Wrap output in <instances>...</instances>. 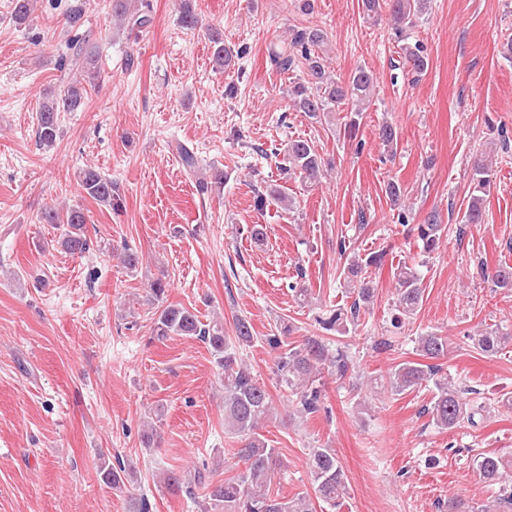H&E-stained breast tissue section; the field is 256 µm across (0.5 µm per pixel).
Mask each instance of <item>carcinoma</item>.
I'll return each instance as SVG.
<instances>
[{
  "label": "carcinoma",
  "instance_id": "cac0c4a2",
  "mask_svg": "<svg viewBox=\"0 0 512 512\" xmlns=\"http://www.w3.org/2000/svg\"><path fill=\"white\" fill-rule=\"evenodd\" d=\"M112 17L118 25L131 32L147 27L151 18L147 0H111ZM429 0H362L366 15L378 19L383 9L389 10L391 26L395 31L404 65L417 80L428 68V54L421 42L407 43L408 32L414 20L427 9ZM14 21L19 26H28L34 21V0H15ZM214 60L223 68L231 65L232 55L225 49L224 41L217 33L212 34ZM325 42V32L317 27H293L288 32V43L274 45L269 50V61L279 72L303 70V76L290 82L288 97L291 106L309 119L320 122L328 117L332 108L347 106L344 132L355 135L365 102L374 93L375 80L372 71L363 67L352 72L345 81H336L327 74V60L320 53ZM84 75L71 82L58 95L44 96L38 110L37 137L42 147L50 148L58 136L57 117L60 112H73L84 105L86 86L83 80L94 82L98 77L95 56L83 53ZM381 145L393 152L398 145L397 128L385 121L378 129ZM288 161L300 177L311 183L319 182L324 160L307 139H294L288 143ZM488 170L482 160L473 164V173L467 208L461 218L463 224L483 223L484 197L490 192ZM81 188L96 202L113 211L122 209V195L112 179L102 175L93 167L81 172ZM280 209L290 211L293 201L275 191L254 195V206L262 211L269 202ZM41 219L61 230L59 245L72 255H83L89 250L91 238L88 215L79 205L65 210L49 207L41 213ZM414 231L422 243V252L430 254L438 249L443 228L438 215L430 213L425 223L415 225ZM382 255L369 253L351 260L347 267L346 280L351 284L350 305L330 311L326 318L319 319L326 330H335L343 335L360 325L361 316L371 310L374 297L372 270L381 266ZM396 279L394 313L391 325L405 328L416 315L423 301V289L417 271L400 265L394 273ZM293 327L285 322L276 326V331L265 337L269 347L277 352L275 375L280 387L288 392V401L301 417H309L327 411L324 399L323 374L346 377L349 370L347 354L336 350L326 352L325 345L314 336L291 340ZM153 336L159 340L170 336L196 338L205 343L222 370L224 387V431L238 439L239 446L233 451L238 473L223 481H207V465L194 469L192 473L177 474L168 471L161 482L173 492L194 496V488L207 485L208 501L201 512H317L315 502L331 509L343 504L347 493V477L344 468L330 448H311L307 467L314 494L301 491L291 498L283 497L274 488L275 474L284 467L277 449L259 433L260 428L275 414L274 400L265 384L247 363L238 357L241 347L254 341L251 322L238 316L234 321V338L224 335V322L214 319L204 323L197 313L181 304L164 306L154 321ZM474 348L494 356L512 342V336L499 329L481 330L470 337ZM417 356L426 362L405 361L392 367L387 377L390 392L402 394L423 386H432V398L425 411L433 424L441 430L452 431L464 426H479L484 405L473 404L465 398L468 390L457 385L448 375L441 374L435 361L448 357V338L436 333L415 337ZM472 466L480 480L488 487L497 488L491 504H484L478 511L512 512V456L506 457L496 451L481 452L472 459ZM100 475L112 490L123 492L133 479L132 471L124 466L100 467Z\"/></svg>",
  "mask_w": 512,
  "mask_h": 512
}]
</instances>
